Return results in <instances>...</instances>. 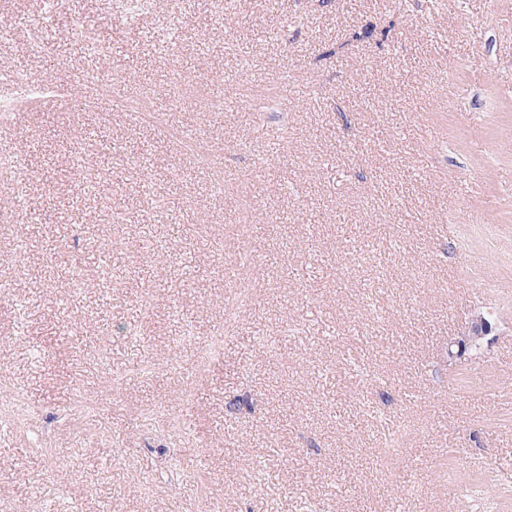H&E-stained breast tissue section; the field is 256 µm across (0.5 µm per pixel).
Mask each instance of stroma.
Segmentation results:
<instances>
[{
	"label": "stroma",
	"instance_id": "stroma-1",
	"mask_svg": "<svg viewBox=\"0 0 512 512\" xmlns=\"http://www.w3.org/2000/svg\"><path fill=\"white\" fill-rule=\"evenodd\" d=\"M49 3L41 52L28 28L0 37V70L38 90L0 111L31 176L19 205L0 178V256L27 244L0 263V384L39 426L0 421V512H448V470L512 469V318L486 392L445 357L487 282L512 291V0H0V20ZM84 75L125 109L48 103ZM244 222L262 285L186 406ZM483 224L478 268L456 232ZM148 357L175 364L140 374ZM78 392L100 404L73 421ZM382 414L415 426L393 461Z\"/></svg>",
	"mask_w": 512,
	"mask_h": 512
}]
</instances>
